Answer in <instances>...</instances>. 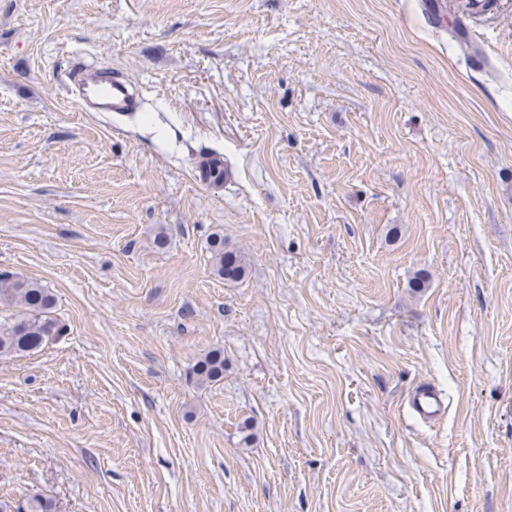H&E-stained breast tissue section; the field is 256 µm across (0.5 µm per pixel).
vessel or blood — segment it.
Listing matches in <instances>:
<instances>
[{"label": "vessel or blood", "instance_id": "b4317fda", "mask_svg": "<svg viewBox=\"0 0 512 512\" xmlns=\"http://www.w3.org/2000/svg\"><path fill=\"white\" fill-rule=\"evenodd\" d=\"M64 90L85 112L125 113L140 107V97L126 79L77 59L69 64ZM411 402L424 420L435 419L446 409L442 394L428 384L413 390Z\"/></svg>", "mask_w": 512, "mask_h": 512}]
</instances>
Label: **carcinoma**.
<instances>
[{"instance_id": "cac0c4a2", "label": "carcinoma", "mask_w": 512, "mask_h": 512, "mask_svg": "<svg viewBox=\"0 0 512 512\" xmlns=\"http://www.w3.org/2000/svg\"><path fill=\"white\" fill-rule=\"evenodd\" d=\"M200 170L215 186L224 183V161L205 154ZM210 247L217 272L226 280L242 278L244 257L224 249V238L216 235ZM55 296L38 281L22 275L0 273V358L36 351L65 333V324L55 315ZM201 382L216 383L224 378V352H208L193 368Z\"/></svg>"}]
</instances>
